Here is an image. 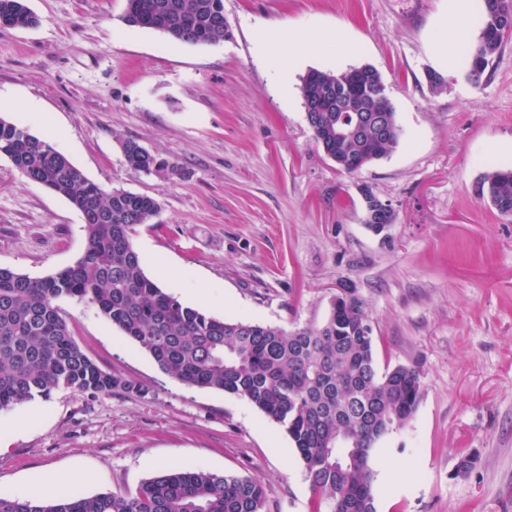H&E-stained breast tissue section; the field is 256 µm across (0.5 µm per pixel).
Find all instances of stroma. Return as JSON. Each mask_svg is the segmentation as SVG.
Wrapping results in <instances>:
<instances>
[{"mask_svg":"<svg viewBox=\"0 0 512 512\" xmlns=\"http://www.w3.org/2000/svg\"><path fill=\"white\" fill-rule=\"evenodd\" d=\"M448 0H224L230 39L191 45L127 26L125 0H27L35 27H0L12 121L105 189L149 195L132 241L183 305L291 331L323 322L339 288L364 302L379 367L422 371L412 420L378 445L377 512H512V217L477 198L512 166V39L472 83L431 88ZM334 46L308 54L318 35ZM352 43L355 54H337ZM371 65L402 136L339 170L306 120L303 77ZM134 141L164 170L136 175ZM392 205L364 222L360 187ZM86 245L81 213L0 156V267L43 277ZM58 305L76 342L137 390L70 389L0 409L23 428L0 447V493L39 475L57 493L133 492L165 468L260 482L271 512H317L291 439L247 400L184 385L89 303ZM473 469L458 473L464 455Z\"/></svg>","mask_w":512,"mask_h":512,"instance_id":"35a3bbf8","label":"stroma"}]
</instances>
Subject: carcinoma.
Segmentation results:
<instances>
[{
    "mask_svg": "<svg viewBox=\"0 0 512 512\" xmlns=\"http://www.w3.org/2000/svg\"><path fill=\"white\" fill-rule=\"evenodd\" d=\"M477 42L467 55L468 76L479 82L512 35V0H484ZM131 27L188 44H216L229 35L224 0H126ZM37 18L26 0H0V26L28 28ZM349 70H311L301 86L311 125L336 152L337 88H347L348 116L388 117L384 138L350 140L346 152L378 160L399 143L402 129L387 99L349 82ZM135 173L161 169L134 141L123 145ZM27 180L66 199L85 217L87 241L71 266L42 278L0 267V409L68 388L91 395L138 391L102 369L75 341L57 301H87L164 373L199 388L247 399L288 433L328 512H377V444L413 418L422 394L415 366L379 368L364 302L350 293L331 305L318 326L284 331L226 321L183 305L145 273L132 243L135 226L160 210L148 195L105 190L86 178L47 140L0 117V156ZM504 216H512V168L483 177L475 188ZM0 512H269L264 487L245 477L201 469L165 470L133 493H74L44 500L0 494Z\"/></svg>",
    "mask_w": 512,
    "mask_h": 512,
    "instance_id": "cac0c4a2",
    "label": "carcinoma"
}]
</instances>
